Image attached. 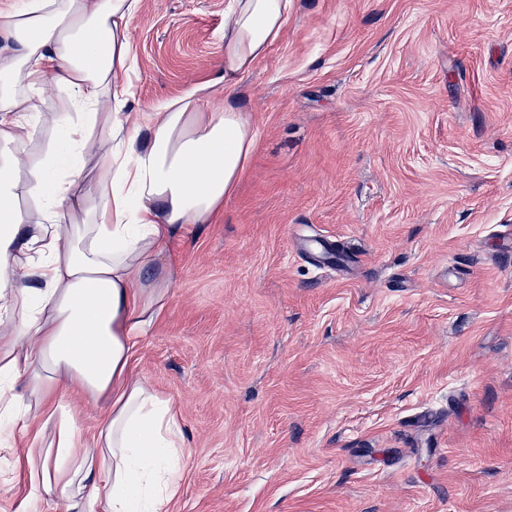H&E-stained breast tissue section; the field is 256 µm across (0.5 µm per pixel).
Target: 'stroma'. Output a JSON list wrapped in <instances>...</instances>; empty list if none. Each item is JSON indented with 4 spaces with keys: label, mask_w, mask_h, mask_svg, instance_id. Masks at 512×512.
Returning a JSON list of instances; mask_svg holds the SVG:
<instances>
[{
    "label": "stroma",
    "mask_w": 512,
    "mask_h": 512,
    "mask_svg": "<svg viewBox=\"0 0 512 512\" xmlns=\"http://www.w3.org/2000/svg\"><path fill=\"white\" fill-rule=\"evenodd\" d=\"M228 0H142L134 107L212 77ZM229 101L257 149L134 371L170 512H512V0H296ZM0 453V512H43Z\"/></svg>",
    "instance_id": "stroma-1"
}]
</instances>
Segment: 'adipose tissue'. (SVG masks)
<instances>
[{"instance_id": "ef3b65f1", "label": "adipose tissue", "mask_w": 512, "mask_h": 512, "mask_svg": "<svg viewBox=\"0 0 512 512\" xmlns=\"http://www.w3.org/2000/svg\"><path fill=\"white\" fill-rule=\"evenodd\" d=\"M139 3L16 0L0 14L16 45L0 54V451L39 449L29 495L49 512H168L179 492V411L131 360L174 284L167 244L214 222L256 148L221 92L294 6L230 0L220 73L134 110ZM75 392L109 403L92 438L63 402Z\"/></svg>"}]
</instances>
